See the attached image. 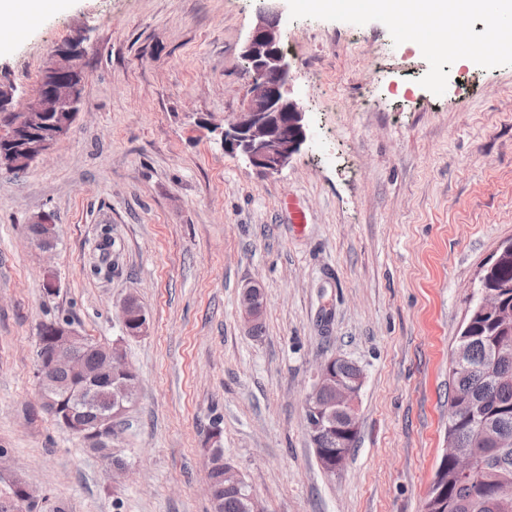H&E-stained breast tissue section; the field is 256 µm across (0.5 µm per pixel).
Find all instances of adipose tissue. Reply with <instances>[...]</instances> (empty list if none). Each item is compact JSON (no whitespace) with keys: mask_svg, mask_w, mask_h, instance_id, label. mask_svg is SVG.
I'll list each match as a JSON object with an SVG mask.
<instances>
[{"mask_svg":"<svg viewBox=\"0 0 512 512\" xmlns=\"http://www.w3.org/2000/svg\"><path fill=\"white\" fill-rule=\"evenodd\" d=\"M367 9H388L407 20L425 16L436 20L449 42L464 44L463 33L455 26L456 17L469 13H483L495 19L496 37H506L505 28L499 26L502 18H512V0H363Z\"/></svg>","mask_w":512,"mask_h":512,"instance_id":"adipose-tissue-1","label":"adipose tissue"}]
</instances>
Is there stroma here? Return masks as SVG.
Listing matches in <instances>:
<instances>
[{
  "label": "stroma",
  "mask_w": 512,
  "mask_h": 512,
  "mask_svg": "<svg viewBox=\"0 0 512 512\" xmlns=\"http://www.w3.org/2000/svg\"><path fill=\"white\" fill-rule=\"evenodd\" d=\"M259 0H68L0 50L34 92L82 41L83 106L27 172L0 170V448L42 512H211L220 445L264 512H421L445 451L452 352L480 271L512 239V41L462 17L471 60L423 27L352 4L282 0L283 49L308 139L280 172L225 155L249 86ZM306 216L294 223L292 208ZM50 214L57 245L29 243ZM58 290L46 294V273ZM264 298L260 333L244 288ZM135 297L148 329L127 336ZM120 350L138 395L101 457L37 408L41 324ZM364 376L336 472L306 421L319 367ZM250 291L248 298H242L241 309L245 322L250 329H253L261 322L264 314V301L261 289L257 285L247 288ZM261 330V324L257 325L254 332L257 334ZM138 306L141 308H137L134 305L132 299H125L120 307L122 324L124 326L125 332L128 336L138 337L143 335L146 332L147 328V319L144 309L139 303ZM130 323L132 325H137L134 329H126L127 324Z\"/></svg>",
  "instance_id": "35a3bbf8"
}]
</instances>
